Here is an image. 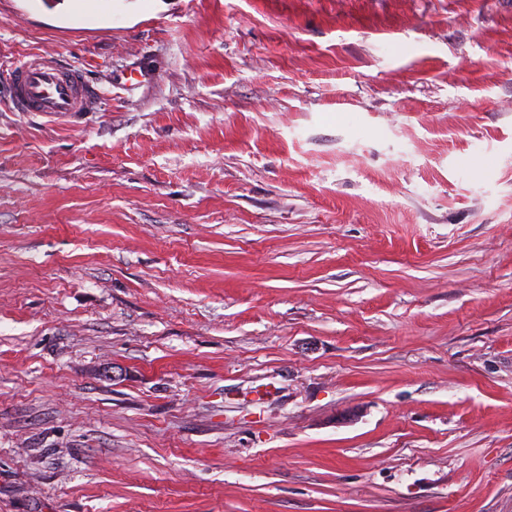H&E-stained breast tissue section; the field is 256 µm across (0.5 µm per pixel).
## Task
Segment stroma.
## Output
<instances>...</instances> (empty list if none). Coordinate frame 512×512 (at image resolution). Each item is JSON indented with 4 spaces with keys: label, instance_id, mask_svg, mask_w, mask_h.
I'll use <instances>...</instances> for the list:
<instances>
[{
    "label": "stroma",
    "instance_id": "1",
    "mask_svg": "<svg viewBox=\"0 0 512 512\" xmlns=\"http://www.w3.org/2000/svg\"><path fill=\"white\" fill-rule=\"evenodd\" d=\"M0 512H512V0H0ZM14 106L20 112H88L95 93L78 71L64 70L45 58L11 68Z\"/></svg>",
    "mask_w": 512,
    "mask_h": 512
}]
</instances>
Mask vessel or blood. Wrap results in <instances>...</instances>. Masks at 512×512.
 I'll return each mask as SVG.
<instances>
[{
  "label": "vessel or blood",
  "mask_w": 512,
  "mask_h": 512,
  "mask_svg": "<svg viewBox=\"0 0 512 512\" xmlns=\"http://www.w3.org/2000/svg\"><path fill=\"white\" fill-rule=\"evenodd\" d=\"M14 106L21 112H85L94 93L78 71L35 58L12 69Z\"/></svg>",
  "instance_id": "vessel-or-blood-1"
}]
</instances>
